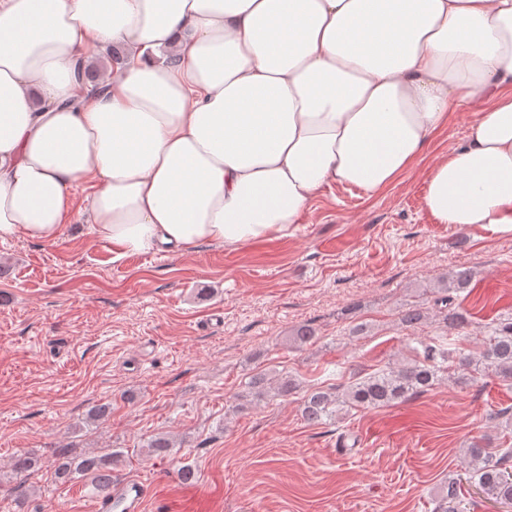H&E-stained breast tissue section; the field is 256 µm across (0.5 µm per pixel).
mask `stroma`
I'll return each mask as SVG.
<instances>
[{
  "mask_svg": "<svg viewBox=\"0 0 512 512\" xmlns=\"http://www.w3.org/2000/svg\"><path fill=\"white\" fill-rule=\"evenodd\" d=\"M485 106L452 113L426 160L462 143ZM423 176L371 196L326 188L284 238L118 259L87 222L85 183L56 241L0 240V512H92L90 487L55 481L59 448L121 453L117 476L148 485L144 512H434L465 471L467 443L512 447V432L488 419L512 405V382L453 365L399 405L317 424L301 415L310 390L395 369L427 337L477 351L491 323L512 315V234L436 223L421 207ZM464 269L465 329L444 331L434 315L401 324ZM304 324L318 339L301 347L293 333ZM358 324L367 332L352 336ZM259 372L292 375L298 389L257 391ZM102 403L111 417L91 420ZM158 434L176 440L163 459L143 451ZM23 452L45 466L18 478L11 464ZM186 464L196 485L175 475Z\"/></svg>",
  "mask_w": 512,
  "mask_h": 512,
  "instance_id": "obj_1",
  "label": "stroma"
}]
</instances>
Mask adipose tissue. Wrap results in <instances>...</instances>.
Here are the masks:
<instances>
[{"label":"adipose tissue","mask_w":512,"mask_h":512,"mask_svg":"<svg viewBox=\"0 0 512 512\" xmlns=\"http://www.w3.org/2000/svg\"><path fill=\"white\" fill-rule=\"evenodd\" d=\"M128 64L94 94L104 44ZM429 165L440 224L512 233V0H0V239L50 243L85 181L116 256L290 235L321 191Z\"/></svg>","instance_id":"obj_1"}]
</instances>
